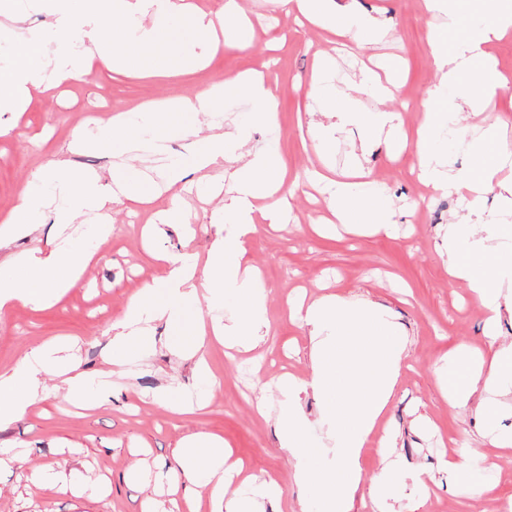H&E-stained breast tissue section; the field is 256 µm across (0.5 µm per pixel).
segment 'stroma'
Instances as JSON below:
<instances>
[{
	"instance_id": "stroma-1",
	"label": "stroma",
	"mask_w": 512,
	"mask_h": 512,
	"mask_svg": "<svg viewBox=\"0 0 512 512\" xmlns=\"http://www.w3.org/2000/svg\"><path fill=\"white\" fill-rule=\"evenodd\" d=\"M238 3L254 22L249 50L222 46L205 68L183 77H117L101 70L58 86L50 96L34 94L24 112H0V125L11 129L0 137V215L17 203L36 168L60 157L71 160L77 170L106 177L132 165L139 178L157 185V195L147 206L126 201L113 205L112 237L100 246L98 262L77 287L54 304L19 302L0 315V369L11 367L47 340L67 338L80 344L76 356L81 370L95 376L112 351L113 321L144 283L158 277L161 256L193 253L206 260L216 235L212 216L224 197L214 187L235 169L232 161L189 174L179 183L187 223L163 225L148 243L141 237L143 226L156 221L169 204L170 193L158 182L160 174L174 161L199 152L208 128L145 142L130 155L78 149L72 144L75 131L90 121L108 119L113 112L132 110L149 100L190 95L221 75L247 70L268 71L277 87L276 128L269 132L253 127L252 142L272 143L289 179L296 182L288 198L287 224L272 227L258 220L250 243L252 262L268 290V361L258 368L249 354L232 359L223 345L211 344L206 360L221 381L214 391L197 377L192 362L178 361L174 352L188 321L212 316L201 294L188 308L185 322L156 323L155 352L147 363H128L113 375L108 406L76 410L57 390L56 378L46 377L43 401L0 428V449H14L20 457L19 464L0 472V512H141L148 490L131 472L132 463L142 459L151 467L168 468L180 438L193 431L224 438L249 473L280 482L288 512H300V502L309 491L295 483L294 464L278 444L273 421L252 406L259 381L284 372L302 377L309 371L308 332L288 318V299L300 287L313 297L338 294L380 301L407 335L409 368L383 423L397 432V451L408 464L436 463L443 453H459L477 437L476 419L448 407L439 395L435 374L438 357L456 344H485L482 315L467 288L449 281L435 247L436 226L462 211L461 196H431L416 180L412 154L395 156L385 141L367 139L357 128L346 127L323 158L312 149L308 133L310 122L324 119L313 112L310 92L319 61L328 54L336 59L334 82L340 87L358 80L361 67L392 69L394 97L386 107L400 112L404 132L414 134L421 117L417 105L426 98L434 76L425 45L433 18L421 12L419 0H357L359 9L382 15L393 28L388 43L359 50L349 39L274 10L267 0ZM356 159L396 206L419 201L410 223L399 224L395 236L363 235L343 226L328 235L314 232V224L328 211L311 171L325 162L341 175ZM169 385L177 388L183 401L205 395L210 404L190 414L172 413L153 401L154 393ZM73 459L80 462L75 480L109 479L107 497L75 499L24 479L29 471Z\"/></svg>"
}]
</instances>
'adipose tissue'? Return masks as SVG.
<instances>
[{
	"label": "adipose tissue",
	"mask_w": 512,
	"mask_h": 512,
	"mask_svg": "<svg viewBox=\"0 0 512 512\" xmlns=\"http://www.w3.org/2000/svg\"><path fill=\"white\" fill-rule=\"evenodd\" d=\"M283 12H300L310 22L336 28L357 45L379 44L392 36L391 27L377 16L358 9L351 0H272ZM474 10L467 36L455 47H445L439 29H428L427 49L435 73L421 105L423 119L414 142L397 139L399 150L411 149L418 160L417 177L432 192L465 193L466 206L455 221L438 225L437 250L444 258L448 277L464 283L484 315L485 336L492 352L461 343L436 365L441 370L438 390L450 407L473 410L485 424L478 447L440 457L436 464L419 466L413 477L415 493L401 499L398 487L406 470L403 459L382 458L371 483L372 512H422L428 496L445 476L457 495L480 499L492 495L496 485L482 479L483 465L494 455L512 451V426L501 421L512 406V342L500 334L503 311L512 312V229L505 226L504 208L486 207L487 194L497 185L500 165L512 162V145L502 136L503 122L489 115L480 138L459 140V148L481 158L483 165L472 173L455 169L446 138L455 132L458 117L475 99H490L512 80L498 73L489 52L491 45L512 37V0H473ZM29 11H51V29L27 26L14 15V52L19 61L6 76L0 90V112L26 106L32 90L76 78L92 68H119L155 76L200 67L218 48V28L235 10L226 0L222 11L209 14L192 9L185 0H25ZM316 93L325 95L336 121L330 126L311 125L309 132L317 152H324L346 127L361 130L366 137L401 130L399 113L384 109L391 91L371 70H363L358 83L343 88L315 81ZM374 98L377 108L361 107L360 94ZM246 98L252 106L250 126L218 132L223 102ZM276 89L263 73L252 71L227 75L187 96L149 101L132 111L112 116L107 124L82 128L75 135L77 147H101L110 129L121 127L129 135L121 146L131 154L140 142L160 139L181 131L184 113L205 120L212 133L202 151L172 164L166 179L176 186L187 171H198L227 158L240 165L229 175L221 212L228 220L229 234L215 238L206 265L189 254L168 259L164 273L144 284L112 325V359L120 366L147 359L154 347V323L179 322L198 286H205L211 309L233 302L236 317L228 322L212 319L198 323L183 336L181 355L195 359L199 373H206L205 351L211 342L246 352L258 348L269 328L268 291L249 257V243L256 231V217L276 224L287 204L286 173L271 146L251 144V125L273 128ZM324 182L327 207L334 216L323 225L330 233L336 224H354L368 234L390 233L396 211L385 191L363 179L332 178L316 172ZM57 189L61 202L54 222L68 228L83 216L111 211L116 195L139 205L148 201V189L133 175L102 182L98 175L71 169L59 159L33 172L17 204L0 219V246L33 234L47 206L44 191ZM113 227L93 225L90 239L67 237L49 250H35L0 263V314L18 302L50 305L73 288L98 256L100 243L108 241ZM289 316L305 326L311 342V372L300 377L285 374L273 387L278 395L276 411L257 402L260 415H273L280 447L294 462L297 484L311 488V499L301 512H353L354 495L362 483V460L373 450V433L395 395L405 369V338L387 308L338 295L290 300ZM66 341L50 340L0 370V427L12 423L36 403L45 377L59 379L58 387L85 408L105 406L109 396L110 371L88 378L77 363L61 366ZM312 392L324 404L327 442L312 438L300 404L303 392ZM335 451L332 464H324V446ZM223 438L195 432L179 446L175 467L155 474L143 461L133 464L155 491L148 494L142 512H166L158 489L177 494L181 483L205 489L210 512H285L288 500L275 480L244 474L241 464L231 461ZM30 482L47 485L60 493L104 498L110 492L108 479L83 486L73 484L65 467L37 470Z\"/></svg>",
	"instance_id": "adipose-tissue-1"
}]
</instances>
